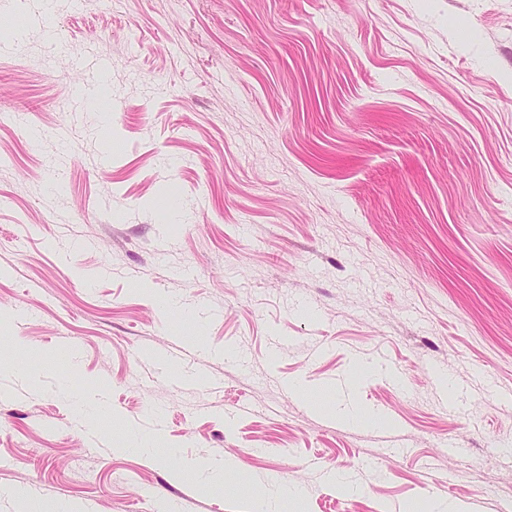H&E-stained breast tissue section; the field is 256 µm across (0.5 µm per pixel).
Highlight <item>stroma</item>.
Instances as JSON below:
<instances>
[{
	"label": "stroma",
	"instance_id": "1",
	"mask_svg": "<svg viewBox=\"0 0 512 512\" xmlns=\"http://www.w3.org/2000/svg\"><path fill=\"white\" fill-rule=\"evenodd\" d=\"M0 314V512H512V0L4 6ZM184 475H194L201 484H209L214 479L224 482V479L233 478L237 482L244 481L251 485L255 483L263 485V493L257 499L258 511L278 512L283 511L285 502L288 499H296L300 490L287 487L270 479H253L251 475H242L238 473L237 466L232 460L213 459V460H187L183 464Z\"/></svg>",
	"mask_w": 512,
	"mask_h": 512
}]
</instances>
